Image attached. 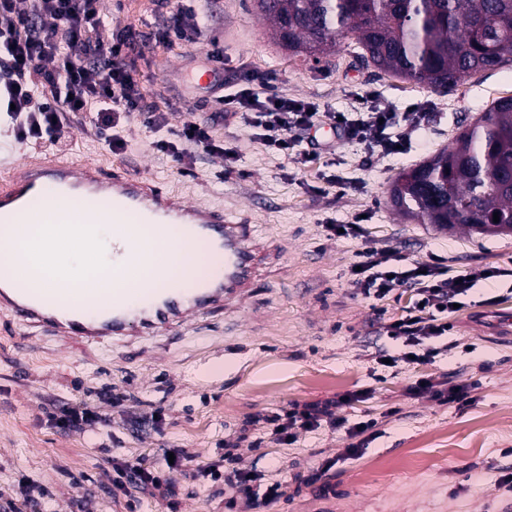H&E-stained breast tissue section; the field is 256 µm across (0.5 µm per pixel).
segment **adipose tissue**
<instances>
[{
	"label": "adipose tissue",
	"mask_w": 512,
	"mask_h": 512,
	"mask_svg": "<svg viewBox=\"0 0 512 512\" xmlns=\"http://www.w3.org/2000/svg\"><path fill=\"white\" fill-rule=\"evenodd\" d=\"M79 229L76 223L29 225L25 238L9 250L10 269L40 290L57 288L66 282L109 288L117 281L134 287L152 280L155 258L140 250H133L123 265H113L111 252L104 248L112 237L106 224L99 225L96 234L84 240L85 254L97 258L94 266L77 261L72 252L64 249L63 243Z\"/></svg>",
	"instance_id": "ef3b65f1"
}]
</instances>
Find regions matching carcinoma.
<instances>
[{
  "instance_id": "carcinoma-1",
  "label": "carcinoma",
  "mask_w": 512,
  "mask_h": 512,
  "mask_svg": "<svg viewBox=\"0 0 512 512\" xmlns=\"http://www.w3.org/2000/svg\"><path fill=\"white\" fill-rule=\"evenodd\" d=\"M258 9L295 55L319 62L348 38L367 64L433 91L512 64V0H260ZM390 202L439 229L512 233V96L403 171Z\"/></svg>"
}]
</instances>
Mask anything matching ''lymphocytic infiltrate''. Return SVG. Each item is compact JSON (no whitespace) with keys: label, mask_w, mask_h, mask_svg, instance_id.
Listing matches in <instances>:
<instances>
[{"label":"lymphocytic infiltrate","mask_w":512,"mask_h":512,"mask_svg":"<svg viewBox=\"0 0 512 512\" xmlns=\"http://www.w3.org/2000/svg\"><path fill=\"white\" fill-rule=\"evenodd\" d=\"M107 26L111 27L110 20L101 13L99 0H29L25 9L18 0H0V84L13 106L11 117L19 140L64 147L70 112L89 113L92 126L115 153L125 147L121 130L134 119H141L149 129H169L166 112L147 98L136 72L125 62L134 47L132 27H112L105 39L100 31ZM359 100L360 108L341 114L305 99L259 92L254 74L245 70L218 103L224 124L255 130L269 151L294 156L301 165L310 162L313 153L300 148L297 135L317 125L330 126L342 140L364 144L373 152H408L410 134L424 118V104H412L399 116L380 107L376 91L360 94ZM169 131L153 147L177 164L192 161L201 151L222 157L228 170L238 159L236 147L216 140L211 125L186 124ZM499 275V270L475 267L454 278L439 261L415 260L394 249L363 251L358 269L349 273L355 294L366 299L382 301L406 289L414 291L415 302L405 315L389 319L385 330L403 344L397 361L419 363L433 361L440 353L433 346L422 354L416 348L447 335L450 325L443 322L442 313L451 312L475 284L493 285ZM352 399V394L344 393L322 402L293 404L271 421L286 443L321 426L345 429L352 440L350 449L356 452L376 438L378 422L371 418L347 425L342 411ZM190 463V456L181 451L173 463L159 466L114 461L112 490L123 493L132 486L152 497L164 496L171 493L176 478L210 476L224 482L225 512H233L240 498L264 506L285 494L282 482L266 481L258 472L231 468L211 473L191 468Z\"/></svg>","instance_id":"f902f5d3"}]
</instances>
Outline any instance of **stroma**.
Instances as JSON below:
<instances>
[{"mask_svg":"<svg viewBox=\"0 0 512 512\" xmlns=\"http://www.w3.org/2000/svg\"><path fill=\"white\" fill-rule=\"evenodd\" d=\"M101 7L139 31L131 59L174 129L219 109L217 90L187 77L207 65L214 38L224 44L228 89L246 67L266 92L338 112L352 111L366 89L393 112L417 102L428 109L404 155L343 142L304 168L269 153L251 129L219 125L216 138L233 140L239 153L233 169L201 152L186 172L154 149L157 133L140 124L114 153L85 115L68 114L70 156L123 164L190 200L245 216L257 237L274 241L279 258L239 309L201 319L160 344H116L75 358L46 336L0 334V493L11 494L24 477L49 489V512H224V484L208 479L180 480L165 499L109 494L112 459L151 466L160 449L180 448L203 468H223L232 453L235 467L286 485L278 502L257 507L241 500L236 512H512V491L499 486L512 474V339L498 336L490 321L497 309L512 310V234L443 231L405 218L389 200L400 172L449 147L462 125L512 96V66L463 77L455 90L437 93L359 65L347 39L318 64L289 56L254 0H203V36L170 45L159 44L157 32L172 0H102ZM330 175L342 187L326 185ZM356 221L363 236L327 239L325 224ZM390 248L420 261L437 257L452 275L473 267L502 272L496 287L476 286L448 315V349L434 363L377 362L380 349L400 344L386 335L372 300L354 294L348 271L361 251ZM208 366L214 374H205ZM430 374L452 386L478 382L473 402L443 405L427 393L411 395ZM365 389L371 398L352 401L345 416L382 425L355 455L344 430L323 426L286 445L257 422L292 403ZM75 400L108 414L111 426L65 432L48 425L50 412ZM409 456L422 458L425 469L405 465ZM328 460L333 468L307 483Z\"/></svg>","mask_w":512,"mask_h":512,"instance_id":"stroma-1","label":"stroma"}]
</instances>
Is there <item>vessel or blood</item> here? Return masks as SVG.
<instances>
[{
  "mask_svg": "<svg viewBox=\"0 0 512 512\" xmlns=\"http://www.w3.org/2000/svg\"><path fill=\"white\" fill-rule=\"evenodd\" d=\"M72 203L78 212L69 211ZM37 210L47 224H111L116 263L131 245L127 224L137 223L148 234L147 246L167 257L155 268L160 279L184 249L198 242L219 262L190 287L147 284L109 292L82 286L39 293L15 274L0 271V310L9 313L11 325L54 337L62 349L80 354L115 339L176 336L200 317L242 304L277 252L223 208L190 201L121 164L107 169L56 154L0 167V248L22 238Z\"/></svg>",
  "mask_w": 512,
  "mask_h": 512,
  "instance_id": "b4317fda",
  "label": "vessel or blood"
}]
</instances>
